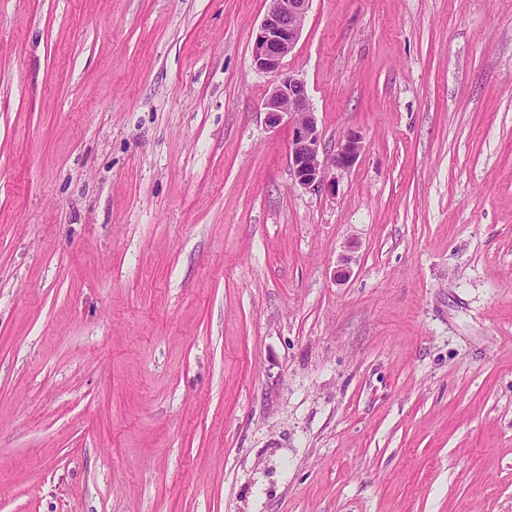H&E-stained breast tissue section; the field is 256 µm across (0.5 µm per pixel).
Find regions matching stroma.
I'll list each match as a JSON object with an SVG mask.
<instances>
[{
    "mask_svg": "<svg viewBox=\"0 0 512 512\" xmlns=\"http://www.w3.org/2000/svg\"><path fill=\"white\" fill-rule=\"evenodd\" d=\"M267 7L0 0V512H512V0ZM267 2L269 6L252 48L254 66L275 77L274 86L263 103L265 123L271 128L288 125V158L298 186L333 190L334 184L327 180L329 171L348 169L356 162L363 148L362 137L357 132H349L336 150H323L305 82L283 71V60L301 35L312 0Z\"/></svg>",
    "mask_w": 512,
    "mask_h": 512,
    "instance_id": "1",
    "label": "stroma"
}]
</instances>
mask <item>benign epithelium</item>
<instances>
[{"mask_svg":"<svg viewBox=\"0 0 512 512\" xmlns=\"http://www.w3.org/2000/svg\"><path fill=\"white\" fill-rule=\"evenodd\" d=\"M267 2L252 48L254 66L275 77L263 103L265 123L271 128L288 125V158L295 183L304 189L331 190L334 184L327 180L329 171L348 169L356 162L363 148L362 137L350 132L335 150H323L305 82L283 71V60L301 35L312 0Z\"/></svg>","mask_w":512,"mask_h":512,"instance_id":"1","label":"benign epithelium"}]
</instances>
